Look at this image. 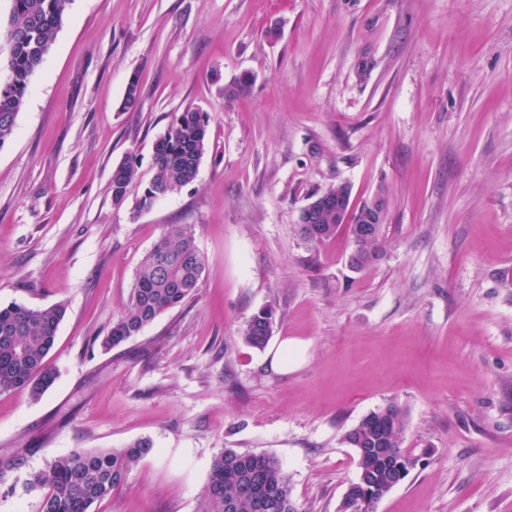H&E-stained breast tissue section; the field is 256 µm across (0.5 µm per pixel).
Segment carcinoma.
I'll return each mask as SVG.
<instances>
[{"label":"carcinoma","mask_w":512,"mask_h":512,"mask_svg":"<svg viewBox=\"0 0 512 512\" xmlns=\"http://www.w3.org/2000/svg\"><path fill=\"white\" fill-rule=\"evenodd\" d=\"M70 0H11L10 17L0 38L6 40V76L0 80V147L14 135L17 116L24 104L31 77L55 42ZM251 77L241 76L224 87V97L234 99L248 92ZM206 112L186 109L174 115L167 131L155 144L152 177L136 202L151 207L170 192L192 183L209 147ZM138 183L135 164L128 158L112 169L110 190L117 205L125 203ZM347 228L354 250L350 262L363 270L383 254L384 224L372 225L371 235L360 239L356 225ZM341 225L326 215L309 228L300 225L303 238L313 244L336 236ZM205 271L204 258L191 229L184 224L166 225L162 235L144 256L129 299L112 323L101 345L116 347L155 319L196 295ZM66 309L62 304L41 308L12 303L0 307V390L26 391L40 398L54 383L47 355L53 347ZM269 309L253 314L242 329V339L262 349L273 334ZM405 423L395 403L365 415L343 435L352 448H374L359 458L361 478L369 499L379 500L389 483L402 479L410 455L402 448ZM152 450L148 439L137 440L115 451H74L38 473L34 485L49 489L42 512H91V507L123 484L133 467ZM274 496L271 512H298L288 475L272 455L226 449L213 461L200 512H259L257 499Z\"/></svg>","instance_id":"1"}]
</instances>
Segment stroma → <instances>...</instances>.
Wrapping results in <instances>:
<instances>
[{"label": "stroma", "instance_id": "1", "mask_svg": "<svg viewBox=\"0 0 512 512\" xmlns=\"http://www.w3.org/2000/svg\"><path fill=\"white\" fill-rule=\"evenodd\" d=\"M251 74L231 101L225 85ZM136 109L123 110L130 79ZM210 116L196 180L140 210L175 113ZM387 198L384 256L298 217L331 185ZM168 224L205 259L197 295L99 344ZM64 304L40 399L0 391V512L75 450L152 451L92 512H199L214 459H280L299 512H338L344 433L389 403L416 460L377 512H512V0H71L0 147V305ZM274 313L285 371L243 343ZM138 183V173L135 164L125 158L112 169L110 190L112 199L117 205L125 203L132 188Z\"/></svg>", "mask_w": 512, "mask_h": 512}]
</instances>
